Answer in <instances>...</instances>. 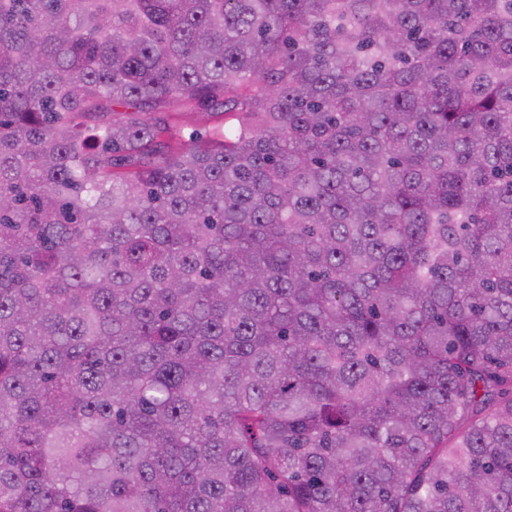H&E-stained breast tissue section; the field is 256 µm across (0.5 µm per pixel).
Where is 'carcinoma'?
Returning a JSON list of instances; mask_svg holds the SVG:
<instances>
[{
  "label": "carcinoma",
  "instance_id": "cac0c4a2",
  "mask_svg": "<svg viewBox=\"0 0 512 512\" xmlns=\"http://www.w3.org/2000/svg\"><path fill=\"white\" fill-rule=\"evenodd\" d=\"M0 512H512V0H0Z\"/></svg>",
  "mask_w": 512,
  "mask_h": 512
}]
</instances>
